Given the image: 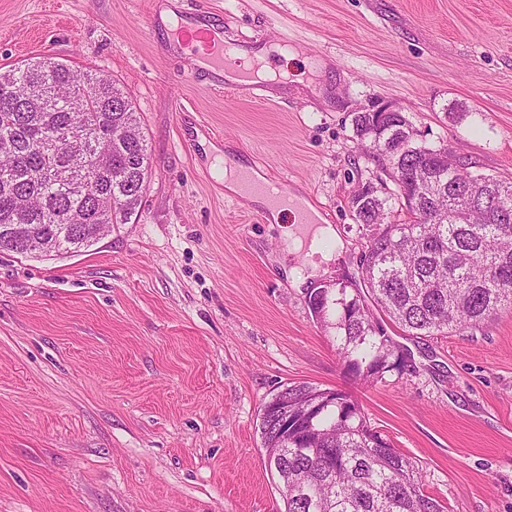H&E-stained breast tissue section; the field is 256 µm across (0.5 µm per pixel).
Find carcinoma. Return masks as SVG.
I'll list each match as a JSON object with an SVG mask.
<instances>
[{
  "mask_svg": "<svg viewBox=\"0 0 512 512\" xmlns=\"http://www.w3.org/2000/svg\"><path fill=\"white\" fill-rule=\"evenodd\" d=\"M365 149L408 141L394 161L419 196L405 207L400 191L382 198L366 188L350 200L368 245L361 256L366 294L314 289L308 305L336 330L348 370L375 382L407 370L405 354L373 320L376 306L402 330L421 336L477 327L512 309V218L486 219L492 184L512 213V183L490 176L466 190H429L417 171H448L440 147L410 139L401 112H355ZM150 172L141 118L114 81L42 57L0 71V251L67 254L92 246L100 225L129 224ZM410 218L396 220L399 209ZM260 413L258 430L277 474L285 512H447L425 494L419 468L374 430L341 391L293 383ZM288 420V436L280 422Z\"/></svg>",
  "mask_w": 512,
  "mask_h": 512,
  "instance_id": "carcinoma-1",
  "label": "carcinoma"
}]
</instances>
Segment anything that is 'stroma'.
I'll use <instances>...</instances> for the list:
<instances>
[{"mask_svg": "<svg viewBox=\"0 0 512 512\" xmlns=\"http://www.w3.org/2000/svg\"><path fill=\"white\" fill-rule=\"evenodd\" d=\"M167 2L0 0V67L112 77L152 166L136 220L93 246L0 252V512H284L257 424L298 382L348 394L448 512H512V311L421 338L385 323L412 366L365 383L308 306L360 279L350 197L385 177L355 108L392 104L420 142L512 182V0H178L287 72L262 102L186 78ZM239 163L324 205L344 244L329 274L294 281L322 255L291 252L292 214L257 223L226 189Z\"/></svg>", "mask_w": 512, "mask_h": 512, "instance_id": "stroma-1", "label": "stroma"}]
</instances>
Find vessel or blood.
<instances>
[{
  "mask_svg": "<svg viewBox=\"0 0 512 512\" xmlns=\"http://www.w3.org/2000/svg\"><path fill=\"white\" fill-rule=\"evenodd\" d=\"M175 42L177 47L191 51V79L232 91L244 99H263V84L257 77L261 68L257 49L226 40L223 19L209 14H186L178 23ZM240 183L245 192L267 197L274 207L294 210L299 223L319 221L320 207L293 198L282 183H256L246 175L241 176Z\"/></svg>",
  "mask_w": 512,
  "mask_h": 512,
  "instance_id": "b4317fda",
  "label": "vessel or blood"
}]
</instances>
